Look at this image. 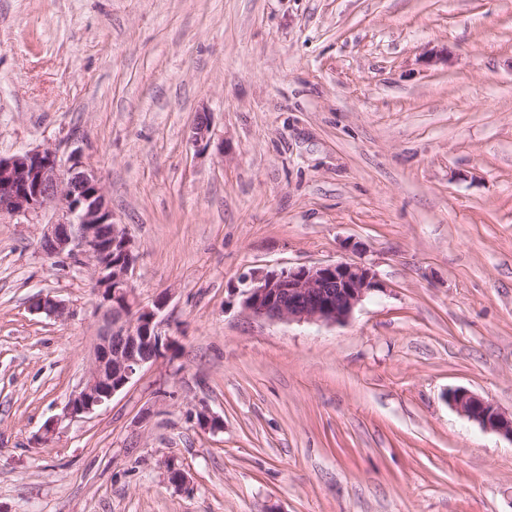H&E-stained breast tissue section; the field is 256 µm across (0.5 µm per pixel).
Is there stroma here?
Here are the masks:
<instances>
[{
    "mask_svg": "<svg viewBox=\"0 0 512 512\" xmlns=\"http://www.w3.org/2000/svg\"><path fill=\"white\" fill-rule=\"evenodd\" d=\"M43 147L178 344L63 419L90 276L42 254L54 211L0 218V512H512V442L444 399L512 411V0H0V156ZM342 259L384 284L348 321L244 314V277ZM30 308L35 313H45L56 319H66L70 316L69 308L64 301L51 295L36 296Z\"/></svg>",
    "mask_w": 512,
    "mask_h": 512,
    "instance_id": "35a3bbf8",
    "label": "stroma"
}]
</instances>
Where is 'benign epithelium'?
Listing matches in <instances>:
<instances>
[{
    "label": "benign epithelium",
    "mask_w": 512,
    "mask_h": 512,
    "mask_svg": "<svg viewBox=\"0 0 512 512\" xmlns=\"http://www.w3.org/2000/svg\"><path fill=\"white\" fill-rule=\"evenodd\" d=\"M209 115L198 114L190 140H209ZM53 208L58 220L47 225L40 246L49 259L70 258L88 268L93 307L102 325L80 387L71 395L63 417L75 420L108 405L148 363L165 356L176 343L166 299L139 300L134 284L139 254L126 228L112 221V209L97 173L79 153L62 162L46 147L0 157V216L31 217ZM383 288L372 266L337 261L313 266L267 270L246 282L243 311L256 320L333 325L347 321L371 292ZM30 308L56 319L70 311L64 301L38 295ZM457 412L512 442V412L465 389L447 392ZM204 431L222 429V420L202 405L196 410Z\"/></svg>",
    "instance_id": "7a95c632"
}]
</instances>
